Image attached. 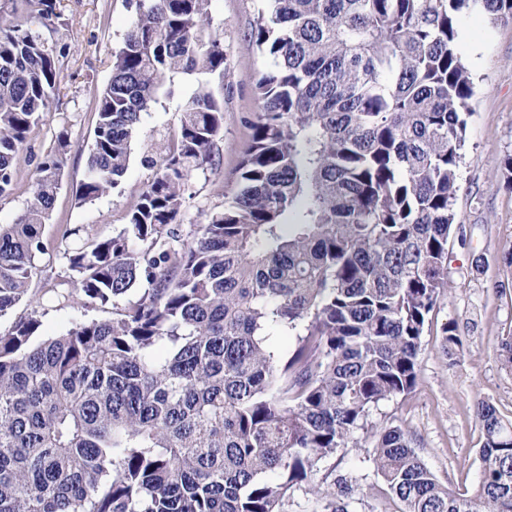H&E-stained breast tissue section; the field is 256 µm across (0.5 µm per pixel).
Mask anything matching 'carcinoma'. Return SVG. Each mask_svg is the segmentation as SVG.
<instances>
[{
	"instance_id": "1",
	"label": "carcinoma",
	"mask_w": 512,
	"mask_h": 512,
	"mask_svg": "<svg viewBox=\"0 0 512 512\" xmlns=\"http://www.w3.org/2000/svg\"><path fill=\"white\" fill-rule=\"evenodd\" d=\"M211 0H134L95 93L96 123L75 196L91 202L127 172L142 114L193 79L179 119L140 163L151 177L123 227L65 231L68 279L31 297L43 232L65 185L61 128L30 197L0 225V512H285L288 491L349 512L347 478L323 459L356 447L371 407L412 392L425 326L448 288V238L470 70V14L512 19V0H267L248 33L270 62L224 207L182 234L192 178L219 163L224 35ZM62 0L0 15V198L50 110L66 47ZM109 308L45 336L40 308L75 297ZM295 337L278 354L270 330ZM443 353L464 347L440 328ZM481 479L440 484L399 427L372 462L398 512H512V420L481 401Z\"/></svg>"
}]
</instances>
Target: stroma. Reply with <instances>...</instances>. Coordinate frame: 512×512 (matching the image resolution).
<instances>
[{"instance_id":"1","label":"stroma","mask_w":512,"mask_h":512,"mask_svg":"<svg viewBox=\"0 0 512 512\" xmlns=\"http://www.w3.org/2000/svg\"><path fill=\"white\" fill-rule=\"evenodd\" d=\"M69 24L56 34L66 47L60 60V81L52 106L31 134L23 151L20 176L12 193L0 199V224L13 223L26 207L30 177L53 144L56 132L67 129L68 184L57 196L45 226L49 258L33 274L32 293L67 274L62 234L82 226L100 236L119 230L151 172L139 158L158 130L173 126L183 101V89L162 98L144 113L132 160L120 186L100 198L81 204L72 190L83 177L91 134L96 122L94 93L110 77L112 56L120 47L133 16L127 0H64ZM257 0H212L216 27L224 31V47L231 70L230 90L224 93V134L218 143L217 167L197 173L192 196L183 213L184 226L201 223L207 211L221 207L248 144L245 120L255 112L254 81L268 67L246 38L257 14ZM459 50L474 83L471 114L467 119L460 166L461 191L455 208L470 239L461 245L448 241L447 292L439 299L435 316L426 326L419 355L420 379L414 392L371 408L356 448H341L324 459L315 474L346 476L353 484V512H397L387 498L369 458L373 433L402 427L415 441V450L436 479L454 490L473 489L480 479L478 450L483 436L475 404H493L504 419H512V372L502 367L493 349L512 335V266L503 262L512 248V189L497 174L499 161L512 153V20L488 22L470 15L459 25ZM483 270H476L477 259ZM506 284L505 292L494 289ZM456 320L468 344L456 360L439 350L440 327Z\"/></svg>"}]
</instances>
